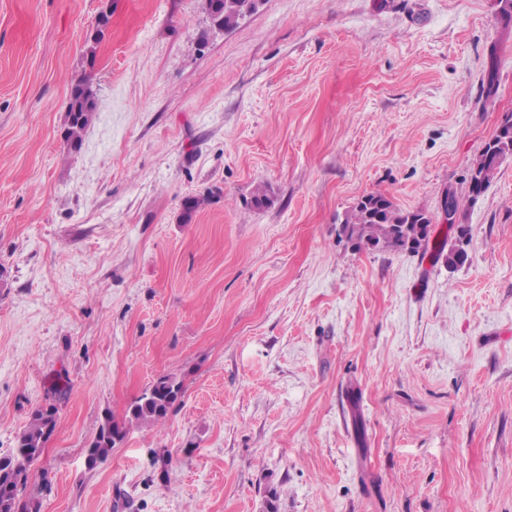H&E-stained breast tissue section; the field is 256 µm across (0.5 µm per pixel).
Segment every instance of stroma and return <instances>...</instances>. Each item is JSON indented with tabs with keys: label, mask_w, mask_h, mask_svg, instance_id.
<instances>
[{
	"label": "stroma",
	"mask_w": 512,
	"mask_h": 512,
	"mask_svg": "<svg viewBox=\"0 0 512 512\" xmlns=\"http://www.w3.org/2000/svg\"><path fill=\"white\" fill-rule=\"evenodd\" d=\"M102 0H0V456L57 426L39 512H512V114L497 0H112L96 119L61 127ZM273 204L252 208L256 187ZM460 199L469 262L352 250L362 195ZM212 204L182 222L187 197ZM184 394L96 467L104 415ZM214 23L226 30L233 29L245 13L254 9L257 0H204ZM512 156V116H507L492 139L486 143L480 155L471 163L469 169V194L478 188L482 192L487 188L496 169Z\"/></svg>",
	"instance_id": "1"
}]
</instances>
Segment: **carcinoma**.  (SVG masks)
I'll return each instance as SVG.
<instances>
[{
	"mask_svg": "<svg viewBox=\"0 0 512 512\" xmlns=\"http://www.w3.org/2000/svg\"><path fill=\"white\" fill-rule=\"evenodd\" d=\"M206 10L214 23L226 30L234 28L245 13L254 9L257 0H204ZM112 8L100 11L96 33L86 52L88 67H93L96 49L104 30L110 22ZM96 85L93 78L84 75L70 86L68 110L65 114L61 138L68 152L76 153L82 147L83 135L95 117ZM512 156V116L504 119L492 139L486 143L480 155L469 169V190H484L496 169ZM433 218L422 210H403L391 198L381 192L361 196L345 214L337 229V236L353 242L356 248H389L410 253H426L434 248L445 257L452 270L469 261L467 246L470 229L462 228V234L451 247L446 243H432ZM183 382L173 375L158 377L131 404L121 422L107 415L88 446L95 461L100 463L112 448L123 440L130 427H154L164 425L175 403L183 395ZM58 407L55 404L40 406L30 412L29 420L18 434L14 452L0 456V512H38L33 502H22L19 492L29 479L26 460L41 455L55 426Z\"/></svg>",
	"mask_w": 512,
	"mask_h": 512,
	"instance_id": "1",
	"label": "carcinoma"
}]
</instances>
